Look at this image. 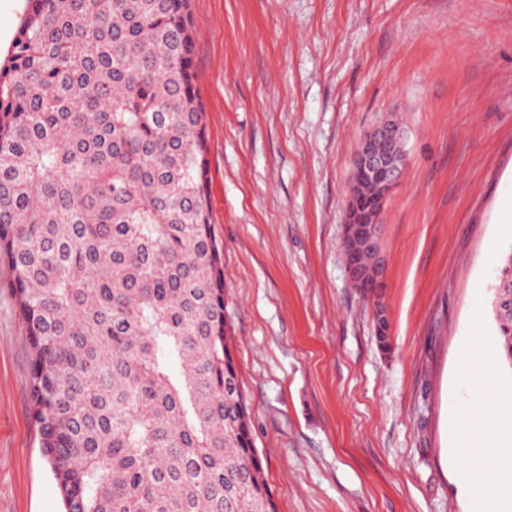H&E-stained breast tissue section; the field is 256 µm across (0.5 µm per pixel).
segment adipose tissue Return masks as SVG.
I'll use <instances>...</instances> for the list:
<instances>
[{
	"mask_svg": "<svg viewBox=\"0 0 512 512\" xmlns=\"http://www.w3.org/2000/svg\"><path fill=\"white\" fill-rule=\"evenodd\" d=\"M453 453L472 512H512V398H495L469 415Z\"/></svg>",
	"mask_w": 512,
	"mask_h": 512,
	"instance_id": "1",
	"label": "adipose tissue"
}]
</instances>
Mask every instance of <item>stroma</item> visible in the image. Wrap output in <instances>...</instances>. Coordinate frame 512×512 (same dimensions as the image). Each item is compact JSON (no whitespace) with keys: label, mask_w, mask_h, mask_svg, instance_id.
<instances>
[{"label":"stroma","mask_w":512,"mask_h":512,"mask_svg":"<svg viewBox=\"0 0 512 512\" xmlns=\"http://www.w3.org/2000/svg\"><path fill=\"white\" fill-rule=\"evenodd\" d=\"M230 344L278 512H471L452 456L512 250V0H190ZM406 164L379 298L347 276L352 158ZM0 264V512H62ZM384 304L391 349L375 338Z\"/></svg>","instance_id":"obj_1"}]
</instances>
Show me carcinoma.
Listing matches in <instances>:
<instances>
[{
    "instance_id": "carcinoma-1",
    "label": "carcinoma",
    "mask_w": 512,
    "mask_h": 512,
    "mask_svg": "<svg viewBox=\"0 0 512 512\" xmlns=\"http://www.w3.org/2000/svg\"><path fill=\"white\" fill-rule=\"evenodd\" d=\"M189 0H28L0 64V262L64 512H277L210 224ZM512 370V304L492 307ZM376 340L391 348L390 324Z\"/></svg>"
}]
</instances>
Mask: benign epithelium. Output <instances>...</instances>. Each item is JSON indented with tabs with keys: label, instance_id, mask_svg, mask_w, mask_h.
Here are the masks:
<instances>
[{
	"label": "benign epithelium",
	"instance_id": "1",
	"mask_svg": "<svg viewBox=\"0 0 512 512\" xmlns=\"http://www.w3.org/2000/svg\"><path fill=\"white\" fill-rule=\"evenodd\" d=\"M404 131L386 120L364 135L353 159L344 225V249L353 286L381 285L386 259L377 223L405 164Z\"/></svg>",
	"mask_w": 512,
	"mask_h": 512
}]
</instances>
